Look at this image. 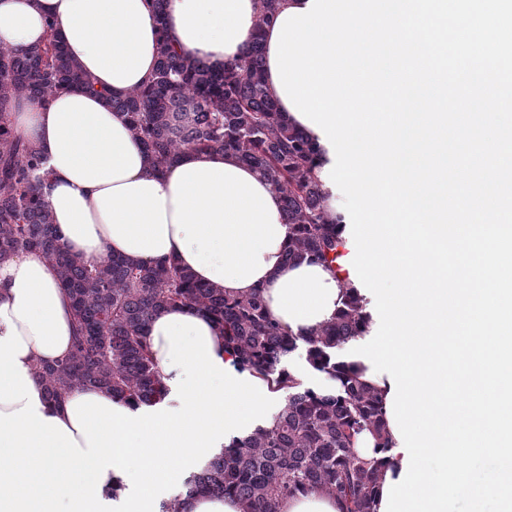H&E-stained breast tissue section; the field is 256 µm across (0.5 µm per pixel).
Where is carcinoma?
Listing matches in <instances>:
<instances>
[{
    "instance_id": "cac0c4a2",
    "label": "carcinoma",
    "mask_w": 512,
    "mask_h": 512,
    "mask_svg": "<svg viewBox=\"0 0 512 512\" xmlns=\"http://www.w3.org/2000/svg\"><path fill=\"white\" fill-rule=\"evenodd\" d=\"M153 2L162 37L154 77L143 87L99 94L128 115L156 167L187 152L222 150L258 169L282 198L287 260H319L336 270L342 216L329 218L317 175L321 149L288 124L265 87L262 32L279 0H263L246 51L222 68L174 46L166 36V0ZM46 26L43 43L0 45V259L32 252L47 257L75 314L71 353L56 365L34 366L45 400L60 404L72 390L93 386L131 408L164 401L170 390L146 332L161 311L187 307L220 327L235 366L274 377L285 402L265 424L232 438L182 491L161 502L159 512H181L182 501L197 496L227 495L244 502L247 512H278L284 498L309 487L340 499L344 512H374L383 472L355 444L368 431L384 446L382 404L336 361V351L368 333L370 315L360 296L353 295L334 321L293 335L271 316L261 293L230 298L172 259L149 263L112 255L89 263L69 252L45 198L44 158L15 132L8 112L20 98L46 104L63 90H95L64 49L55 23ZM298 355L339 379L343 391L317 395L301 387L286 368Z\"/></svg>"
}]
</instances>
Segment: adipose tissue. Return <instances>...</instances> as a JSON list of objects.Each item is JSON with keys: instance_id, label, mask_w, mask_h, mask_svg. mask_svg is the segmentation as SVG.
Wrapping results in <instances>:
<instances>
[{"instance_id": "1", "label": "adipose tissue", "mask_w": 512, "mask_h": 512, "mask_svg": "<svg viewBox=\"0 0 512 512\" xmlns=\"http://www.w3.org/2000/svg\"><path fill=\"white\" fill-rule=\"evenodd\" d=\"M259 8V0H168V35L220 67L246 50ZM50 19L97 87L120 93L152 79L160 36L151 0H0V43L45 41ZM10 113L52 172L45 195L63 244L85 261L176 259L228 296L260 291L294 334L342 307L345 274L319 262L286 263L279 194L231 154L190 152L153 170L125 114L81 90L46 104L16 100ZM73 336L71 302L52 262L38 253L1 262L0 447L23 449L24 469L48 487L64 480L58 454L90 466L88 480L68 489L70 512H100L122 496L134 469L157 487L174 463L209 438L231 440L275 395L267 378L235 368L210 319L173 307L153 317L147 336L165 383L182 393L178 412L149 415L89 386L58 407L44 400L32 367L63 358Z\"/></svg>"}]
</instances>
